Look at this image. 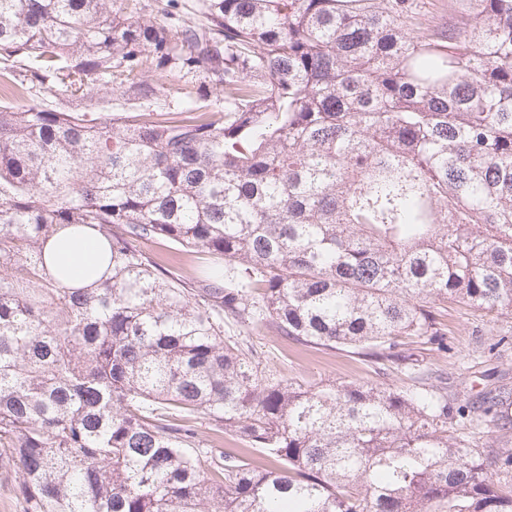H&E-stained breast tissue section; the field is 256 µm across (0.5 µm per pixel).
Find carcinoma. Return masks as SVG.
<instances>
[{
	"label": "carcinoma",
	"instance_id": "cac0c4a2",
	"mask_svg": "<svg viewBox=\"0 0 512 512\" xmlns=\"http://www.w3.org/2000/svg\"><path fill=\"white\" fill-rule=\"evenodd\" d=\"M0 0V472L21 512H512V384L303 387L224 320L407 358L512 313V0ZM154 70L219 94L176 109ZM90 228L82 287L45 246ZM169 240L224 260L194 279ZM231 432L275 466L205 446ZM497 442L474 448L454 427ZM144 250L157 253L169 261V264L181 275L194 274L203 265H211L214 261L208 260L207 256L200 255L194 250L173 245L168 242L159 244L147 242L143 245Z\"/></svg>",
	"mask_w": 512,
	"mask_h": 512
}]
</instances>
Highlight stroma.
<instances>
[{
  "instance_id": "stroma-1",
  "label": "stroma",
  "mask_w": 512,
  "mask_h": 512,
  "mask_svg": "<svg viewBox=\"0 0 512 512\" xmlns=\"http://www.w3.org/2000/svg\"><path fill=\"white\" fill-rule=\"evenodd\" d=\"M441 321L452 343L451 351L434 345L413 343L408 362L375 361L348 351L306 347L277 336L265 326L225 322L224 333L252 348L260 368L279 378L306 386L367 382L376 385L411 386L410 369H432L448 380L449 391L477 395L496 382L512 381V347L489 352L485 342L491 335L512 336V314H485L452 303L442 311Z\"/></svg>"
}]
</instances>
